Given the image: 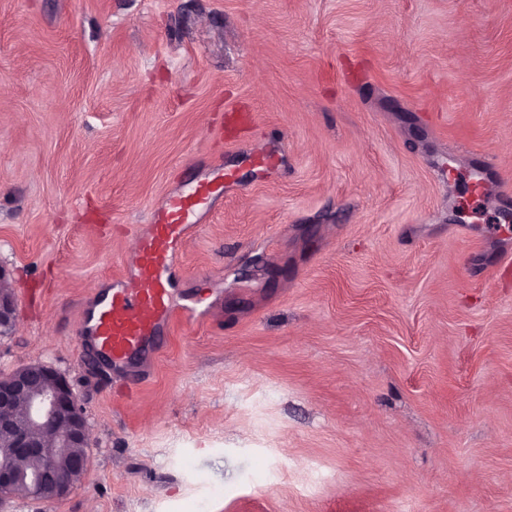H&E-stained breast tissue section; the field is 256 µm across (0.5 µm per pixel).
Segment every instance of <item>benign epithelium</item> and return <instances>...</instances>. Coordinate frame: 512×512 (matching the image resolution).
<instances>
[{
    "label": "benign epithelium",
    "instance_id": "7a95c632",
    "mask_svg": "<svg viewBox=\"0 0 512 512\" xmlns=\"http://www.w3.org/2000/svg\"><path fill=\"white\" fill-rule=\"evenodd\" d=\"M16 325V304L0 270V335ZM0 432L10 438V450L0 453V506L19 495L37 500L66 497L84 474L89 447V424L67 378L52 365L34 362L17 367L0 380ZM38 457L46 472L68 461L66 474L48 487L38 479L20 484V463Z\"/></svg>",
    "mask_w": 512,
    "mask_h": 512
}]
</instances>
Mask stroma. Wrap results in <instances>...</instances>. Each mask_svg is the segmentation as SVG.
I'll return each instance as SVG.
<instances>
[{
    "label": "stroma",
    "instance_id": "stroma-1",
    "mask_svg": "<svg viewBox=\"0 0 512 512\" xmlns=\"http://www.w3.org/2000/svg\"><path fill=\"white\" fill-rule=\"evenodd\" d=\"M225 173L172 270L211 315L90 368L136 227ZM511 213L512 0H0V372L90 427L12 512H512ZM5 272L0 270V335H7L16 325V304L13 293L7 289Z\"/></svg>",
    "mask_w": 512,
    "mask_h": 512
}]
</instances>
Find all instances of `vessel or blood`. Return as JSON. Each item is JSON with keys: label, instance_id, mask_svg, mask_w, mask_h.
<instances>
[{"label": "vessel or blood", "instance_id": "b4317fda", "mask_svg": "<svg viewBox=\"0 0 512 512\" xmlns=\"http://www.w3.org/2000/svg\"><path fill=\"white\" fill-rule=\"evenodd\" d=\"M222 191L221 185L201 182L190 192L167 196L152 210L149 224L137 231V248L123 274L113 279L109 290L93 294L84 310L81 337L115 369H124L135 354L150 351L161 327L176 317L193 324L208 315L205 296L174 303L171 268L196 231L192 216Z\"/></svg>", "mask_w": 512, "mask_h": 512}]
</instances>
